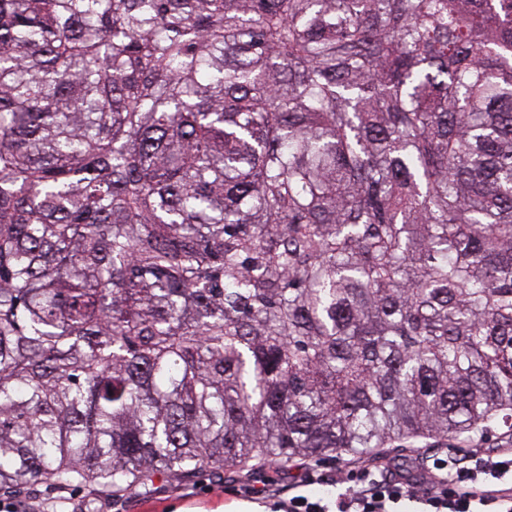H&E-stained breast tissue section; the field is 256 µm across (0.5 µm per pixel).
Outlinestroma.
Here are the masks:
<instances>
[{"mask_svg": "<svg viewBox=\"0 0 512 512\" xmlns=\"http://www.w3.org/2000/svg\"><path fill=\"white\" fill-rule=\"evenodd\" d=\"M449 448L458 452L472 448H512V431L497 426L424 448L400 452L390 447L383 449L382 454L407 470L417 461L432 458ZM268 474L263 464L254 462L240 473H217L207 469L187 483L158 478L145 492L128 490L111 494L76 482L63 487L24 486L17 489L14 496L25 503L29 512H240L244 501L233 493L237 482L247 480L260 485Z\"/></svg>", "mask_w": 512, "mask_h": 512, "instance_id": "35a3bbf8", "label": "stroma"}]
</instances>
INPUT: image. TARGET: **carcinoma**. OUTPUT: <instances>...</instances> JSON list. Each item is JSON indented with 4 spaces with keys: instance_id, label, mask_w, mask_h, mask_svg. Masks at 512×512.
Here are the masks:
<instances>
[{
    "instance_id": "carcinoma-1",
    "label": "carcinoma",
    "mask_w": 512,
    "mask_h": 512,
    "mask_svg": "<svg viewBox=\"0 0 512 512\" xmlns=\"http://www.w3.org/2000/svg\"><path fill=\"white\" fill-rule=\"evenodd\" d=\"M512 427V0H0V488Z\"/></svg>"
}]
</instances>
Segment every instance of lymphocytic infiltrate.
<instances>
[{"instance_id":"1","label":"lymphocytic infiltrate","mask_w":512,"mask_h":512,"mask_svg":"<svg viewBox=\"0 0 512 512\" xmlns=\"http://www.w3.org/2000/svg\"><path fill=\"white\" fill-rule=\"evenodd\" d=\"M236 493L277 499L278 512H399L408 502L416 512H512V451L453 452L433 458L412 477L373 466L331 506L301 493L283 494L272 480L260 487H239Z\"/></svg>"}]
</instances>
